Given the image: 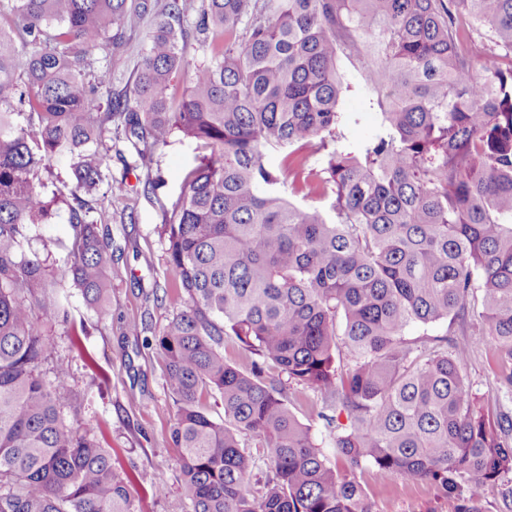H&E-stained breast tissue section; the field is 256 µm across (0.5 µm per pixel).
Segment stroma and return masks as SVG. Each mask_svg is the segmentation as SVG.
Here are the masks:
<instances>
[{"instance_id": "35a3bbf8", "label": "stroma", "mask_w": 512, "mask_h": 512, "mask_svg": "<svg viewBox=\"0 0 512 512\" xmlns=\"http://www.w3.org/2000/svg\"><path fill=\"white\" fill-rule=\"evenodd\" d=\"M96 191L89 196L98 217L107 225L114 249L112 298L107 313L85 305L79 290H72V314L84 321L89 334L81 349H73L66 326L47 325L55 344L56 359L69 363L71 385L82 400L81 414L95 427L98 438L124 473L142 469L166 488L153 498L139 490L145 512H192L180 488L176 456L168 444L174 409L168 395L162 363L154 350V338L180 306L172 300L156 301V286L170 282L166 264L165 207L177 200L183 179L194 164L195 146L176 142L143 158L140 145L112 138ZM125 184L120 195H111L112 183ZM158 183L156 192L144 185ZM66 206H59L51 221L39 225L32 242L37 250H49L54 265H61L71 227ZM138 322V332L128 325ZM465 373L472 396L480 408L492 412L502 404L499 368L486 345L473 347ZM293 410L311 427L314 441L329 450V431L319 413L324 404L319 392L291 385ZM357 475L372 506V512H448V502L426 480L392 477L375 482L370 467Z\"/></svg>"}]
</instances>
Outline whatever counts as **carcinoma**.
I'll return each mask as SVG.
<instances>
[{
	"label": "carcinoma",
	"instance_id": "cac0c4a2",
	"mask_svg": "<svg viewBox=\"0 0 512 512\" xmlns=\"http://www.w3.org/2000/svg\"><path fill=\"white\" fill-rule=\"evenodd\" d=\"M188 10L0 0V512H141L136 485L164 494L144 471L121 476L90 425L64 418L77 401L68 363L40 371L54 346L39 318H74L29 248L51 205L31 176L52 160L73 171L57 276L106 312L112 237L79 192L99 182L112 131L148 155L176 136L198 150L164 224L163 297L182 310L154 338L192 512H371L364 464L484 512L476 492L512 475V413L476 406L472 344L428 327L467 322L478 301L472 335L512 395V0H199L208 62L173 100ZM144 18L138 48L123 30ZM98 50L140 55L133 86L113 89ZM344 54L356 87L337 69ZM352 91L381 115L359 140L338 111ZM294 166L332 220L290 201ZM411 325L422 338H406ZM228 342L249 365L224 355ZM291 382L346 416L318 414L349 470L293 413ZM252 446L266 452L261 478Z\"/></svg>",
	"mask_w": 512,
	"mask_h": 512
}]
</instances>
